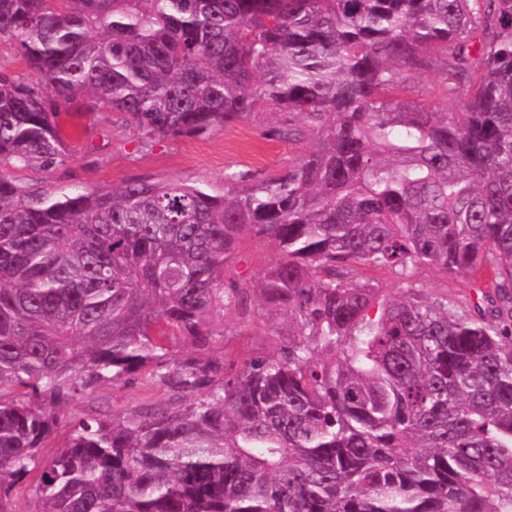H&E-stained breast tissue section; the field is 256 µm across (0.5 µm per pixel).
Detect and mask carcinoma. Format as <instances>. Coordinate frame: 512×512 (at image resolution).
<instances>
[{"label":"carcinoma","mask_w":512,"mask_h":512,"mask_svg":"<svg viewBox=\"0 0 512 512\" xmlns=\"http://www.w3.org/2000/svg\"><path fill=\"white\" fill-rule=\"evenodd\" d=\"M4 43L37 82L0 70L1 161H64L77 97L148 138L265 109L315 142L222 187L0 172V512L34 470L33 512H512V0H0ZM247 236L279 250L250 285ZM252 290L288 338L235 362L213 322ZM139 372L165 401L39 460L61 408ZM400 75L415 89L417 99L430 100L429 91L437 83V75L433 69H414L401 72ZM417 280L432 294L446 295L452 300L455 309L469 305L471 296L476 292L470 287L469 280L463 276H448L429 268L422 267L416 273Z\"/></svg>","instance_id":"1"}]
</instances>
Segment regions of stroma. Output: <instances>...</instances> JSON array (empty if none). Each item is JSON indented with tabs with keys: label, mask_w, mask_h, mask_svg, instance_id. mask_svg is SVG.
<instances>
[{
	"label": "stroma",
	"mask_w": 512,
	"mask_h": 512,
	"mask_svg": "<svg viewBox=\"0 0 512 512\" xmlns=\"http://www.w3.org/2000/svg\"><path fill=\"white\" fill-rule=\"evenodd\" d=\"M71 110L67 127L73 150L69 158L51 166L2 161L0 171L20 186L39 192L74 187L96 191L137 179H178L220 186L228 172L247 171L260 179L276 174L314 142L309 133L296 144L265 138V130L279 119L278 114L265 110L232 126L215 127L201 137L153 139L139 134L119 113L87 111L84 100H76ZM416 278L431 293L448 296L458 308L469 305L474 294L463 276L448 277L423 267ZM223 322L224 351L229 358L270 355L282 344L280 336L239 320L235 313H226ZM163 397L162 389L141 377L102 386L64 408L63 415L69 420L102 406L124 412Z\"/></svg>",
	"instance_id": "35a3bbf8"
}]
</instances>
